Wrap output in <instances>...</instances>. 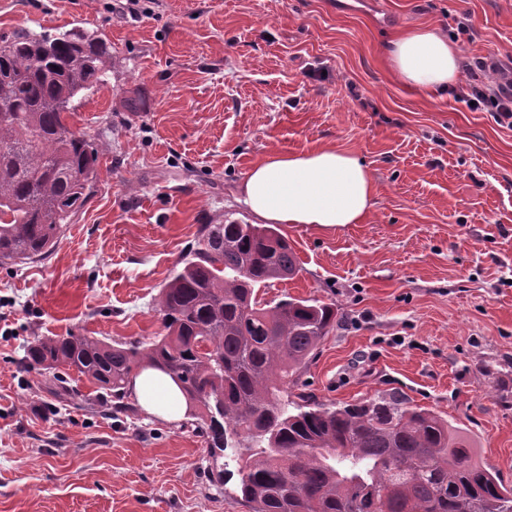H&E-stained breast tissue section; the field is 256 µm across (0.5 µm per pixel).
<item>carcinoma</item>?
Listing matches in <instances>:
<instances>
[{
  "label": "carcinoma",
  "instance_id": "cac0c4a2",
  "mask_svg": "<svg viewBox=\"0 0 512 512\" xmlns=\"http://www.w3.org/2000/svg\"><path fill=\"white\" fill-rule=\"evenodd\" d=\"M0 266L47 255L86 198L99 150L67 122L74 99L105 82L112 55L98 32L27 27L0 37ZM300 267L273 226L205 224L160 290L163 334L107 342L36 336L22 362L73 396L71 373L134 411L144 368L176 375L200 412L183 423L209 447L249 455L237 491L250 512H512V486L477 458L459 427L396 396L327 406L288 398L336 323V303L256 289Z\"/></svg>",
  "mask_w": 512,
  "mask_h": 512
}]
</instances>
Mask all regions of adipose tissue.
Here are the masks:
<instances>
[{"mask_svg": "<svg viewBox=\"0 0 512 512\" xmlns=\"http://www.w3.org/2000/svg\"><path fill=\"white\" fill-rule=\"evenodd\" d=\"M384 51L392 75L405 86L428 92L444 90L459 76V52L436 29H408L391 39ZM375 193L371 172L358 157L333 146H319L267 154L248 171L241 201L264 221L337 229L363 223L372 210ZM131 391L151 415L169 421L184 416L183 396L161 371H142Z\"/></svg>", "mask_w": 512, "mask_h": 512, "instance_id": "adipose-tissue-1", "label": "adipose tissue"}]
</instances>
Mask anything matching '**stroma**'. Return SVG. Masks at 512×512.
<instances>
[{
    "instance_id": "1",
    "label": "stroma",
    "mask_w": 512,
    "mask_h": 512,
    "mask_svg": "<svg viewBox=\"0 0 512 512\" xmlns=\"http://www.w3.org/2000/svg\"><path fill=\"white\" fill-rule=\"evenodd\" d=\"M61 25L112 46L73 119L106 148L51 254L0 267V512H250L208 477L236 456L141 410L60 399L20 359L36 336L159 335L156 298L202 225L254 223L251 165L320 145L356 154L376 196L360 224L278 227L301 271L258 300L337 307L306 392L404 396L512 486V128L402 85L383 55L420 25L464 59L512 53V0H0V36Z\"/></svg>"
}]
</instances>
